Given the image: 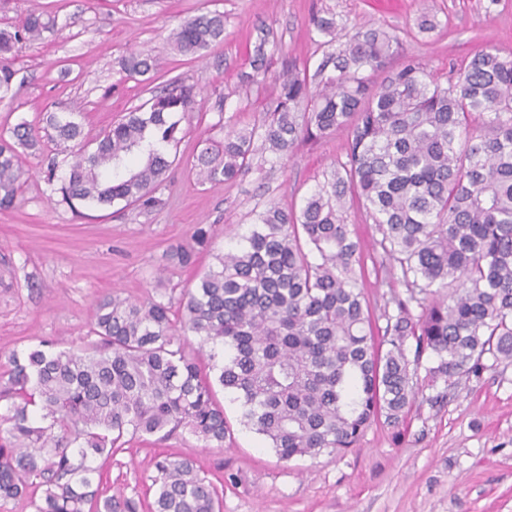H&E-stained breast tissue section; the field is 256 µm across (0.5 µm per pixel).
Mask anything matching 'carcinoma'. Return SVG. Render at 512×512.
Listing matches in <instances>:
<instances>
[{"label":"carcinoma","mask_w":512,"mask_h":512,"mask_svg":"<svg viewBox=\"0 0 512 512\" xmlns=\"http://www.w3.org/2000/svg\"><path fill=\"white\" fill-rule=\"evenodd\" d=\"M313 29L336 39V21ZM59 30L36 6L0 28V101L13 98V57L22 43ZM175 51L199 58L224 43V14L185 20L170 35ZM395 36L354 28L344 48L315 73L277 79L271 121L208 140L192 165L202 183L222 185L248 170L254 140L279 161L301 140L346 133V161L299 212L275 204L255 214L239 247L172 301L99 296L96 340L59 350L43 341L8 357L0 374V500L26 497L33 512H126L101 497L96 461L126 437L166 438L181 428L223 446L228 432L213 382L237 395L243 425L285 461L354 447L379 418L396 425L419 393L423 355L432 379L470 375L487 354L512 362V56L476 53L442 84L415 58L386 69ZM128 75L150 84L156 58L132 53ZM200 91L180 78L133 106L93 143L79 113L48 112L42 130L65 154L56 191L69 205H165L182 120ZM26 121L0 135V211L12 209L29 175L21 150L39 149ZM376 224L375 241L399 268L409 296L374 328L364 308L358 243L345 224L347 192ZM211 228L170 248L180 267L209 247ZM421 309L412 314L411 304ZM210 347L216 379L203 372L190 337ZM414 358H409V352ZM150 512H222V499L189 458L156 462Z\"/></svg>","instance_id":"obj_1"}]
</instances>
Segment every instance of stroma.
Wrapping results in <instances>:
<instances>
[{
  "instance_id": "35a3bbf8",
  "label": "stroma",
  "mask_w": 512,
  "mask_h": 512,
  "mask_svg": "<svg viewBox=\"0 0 512 512\" xmlns=\"http://www.w3.org/2000/svg\"><path fill=\"white\" fill-rule=\"evenodd\" d=\"M38 4L63 27L20 46L14 98L0 102V129L44 113L79 110L82 136L95 141L148 91L122 72V58H157L166 78L182 77L204 93L202 111L181 127L182 162L162 190L163 209H96L51 199L46 154H25L32 171L16 206L0 212V357L52 340L66 349L84 343L95 299L107 292L168 300L192 288L245 233L268 203L299 210L304 199L345 160L346 135L300 142L278 163L255 151L236 182L200 183L190 164L206 138L261 125L277 106L275 79L289 65L315 71L325 48L313 15L336 19V40L356 26L382 28L398 39L388 60L415 57L440 80L463 69L482 49L512 55V0H6L0 27ZM224 15V45L189 60L176 55L170 32L190 16ZM437 26L419 32L416 19ZM264 45L266 77L251 74L254 48ZM223 109H216V101ZM363 256L365 299L372 317L407 297L399 269L376 251L380 234L359 204L346 212ZM198 224L212 225L209 250L194 266L170 264L171 245L189 242ZM479 375L432 380L418 370L420 391L404 423L372 424L353 449L315 458L278 459L264 438L240 422L234 394L221 390L231 435L215 447L181 430L165 440L133 439L98 460L105 495L148 512L154 463L190 457L216 485L223 512H512V363L485 356Z\"/></svg>"
}]
</instances>
